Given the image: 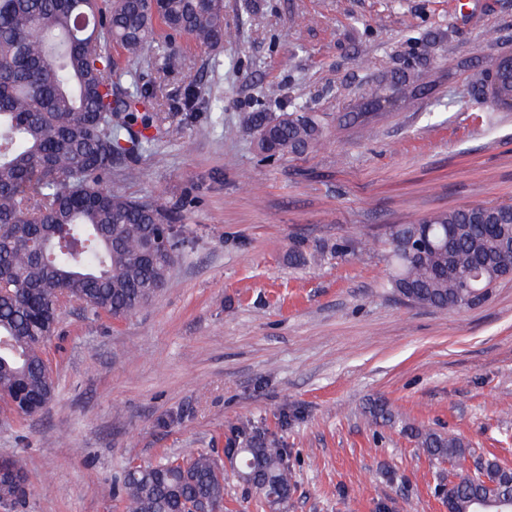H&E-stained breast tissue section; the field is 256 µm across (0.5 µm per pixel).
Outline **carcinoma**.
Returning <instances> with one entry per match:
<instances>
[{
  "label": "carcinoma",
  "instance_id": "obj_1",
  "mask_svg": "<svg viewBox=\"0 0 512 512\" xmlns=\"http://www.w3.org/2000/svg\"><path fill=\"white\" fill-rule=\"evenodd\" d=\"M213 49L232 36L224 0H0V395L32 412L53 397L47 346L62 299L94 315L125 318L167 285L179 248L173 212L106 186L114 158L149 151L166 117L145 99L112 48L137 60L158 29ZM132 78L130 86L123 81ZM474 90L490 92L512 110V79L485 68L469 75ZM389 86L408 94L416 81L403 72ZM246 126L267 157L302 153L325 136L317 112H250ZM456 229L454 261L465 270L493 263L501 224H478L474 208H454L388 232V286L408 302L457 311L485 301L503 275L486 273L483 293L448 278V253L438 240ZM427 456L460 471L452 490L455 512L489 509L512 496L509 477L496 488L468 472L467 448L452 435L410 429ZM239 477L278 505L288 499L285 450L254 440L235 451ZM15 482L0 488L13 500L29 494L25 463L0 461ZM224 473L206 451L128 465L117 492L119 512L224 510Z\"/></svg>",
  "mask_w": 512,
  "mask_h": 512
}]
</instances>
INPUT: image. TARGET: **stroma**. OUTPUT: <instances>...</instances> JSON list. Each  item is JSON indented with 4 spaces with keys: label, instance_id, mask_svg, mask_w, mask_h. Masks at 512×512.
I'll return each instance as SVG.
<instances>
[{
    "label": "stroma",
    "instance_id": "1",
    "mask_svg": "<svg viewBox=\"0 0 512 512\" xmlns=\"http://www.w3.org/2000/svg\"><path fill=\"white\" fill-rule=\"evenodd\" d=\"M224 21L218 49L179 38L133 63L166 120L110 184L173 208L183 245L127 319L68 308L52 402L0 415V457L27 464L22 512H115L127 465L252 439L284 448L291 493L273 509L231 475L224 512H446L457 470L408 430L512 466V278L473 308L415 306L388 287L385 239L512 203V111L469 83L512 55V0H224ZM405 68L420 93L346 120ZM270 87L278 111L322 114L325 140L262 158L244 118Z\"/></svg>",
    "mask_w": 512,
    "mask_h": 512
}]
</instances>
